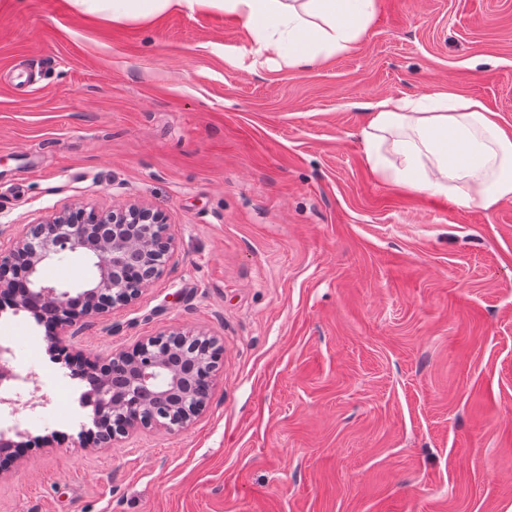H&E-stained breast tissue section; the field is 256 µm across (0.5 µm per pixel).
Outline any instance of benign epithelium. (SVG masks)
<instances>
[{"label": "benign epithelium", "mask_w": 512, "mask_h": 512, "mask_svg": "<svg viewBox=\"0 0 512 512\" xmlns=\"http://www.w3.org/2000/svg\"><path fill=\"white\" fill-rule=\"evenodd\" d=\"M161 214L131 204L118 212H100L86 206L64 210L26 225L13 248L0 255V294L16 310L50 316L47 341L53 347L74 338L88 320L137 299L161 276L173 248L172 238L161 230ZM97 258L93 279L77 291L44 282L38 277L49 262L68 254ZM139 267L136 288H121L117 274ZM187 352H175L160 333L137 342L129 351L115 354L102 366L89 363L84 371L95 379L97 395L94 424L96 442L109 447L139 429L188 427L206 407L208 391L197 388L199 379L210 380L219 362L217 341L204 335H187ZM12 349L0 343V380L13 376ZM23 447L0 434V471L15 459L13 449Z\"/></svg>", "instance_id": "7a95c632"}]
</instances>
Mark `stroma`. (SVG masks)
<instances>
[{"label": "stroma", "instance_id": "stroma-1", "mask_svg": "<svg viewBox=\"0 0 512 512\" xmlns=\"http://www.w3.org/2000/svg\"><path fill=\"white\" fill-rule=\"evenodd\" d=\"M440 92L512 131V0H377L352 50L279 69L221 11L0 0V250L67 207L148 205L163 275L73 346L222 347L187 429L86 448L84 381L1 310L58 379L0 512H512V201L397 188L362 141L367 105Z\"/></svg>", "mask_w": 512, "mask_h": 512}]
</instances>
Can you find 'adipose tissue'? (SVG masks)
I'll return each mask as SVG.
<instances>
[{"instance_id":"obj_1","label":"adipose tissue","mask_w":512,"mask_h":512,"mask_svg":"<svg viewBox=\"0 0 512 512\" xmlns=\"http://www.w3.org/2000/svg\"><path fill=\"white\" fill-rule=\"evenodd\" d=\"M112 22L149 21L171 11L234 16L256 55L302 67L352 49L376 0H73ZM373 171L396 186L488 209L512 200V131L480 101L452 93L386 99L362 129Z\"/></svg>"}]
</instances>
